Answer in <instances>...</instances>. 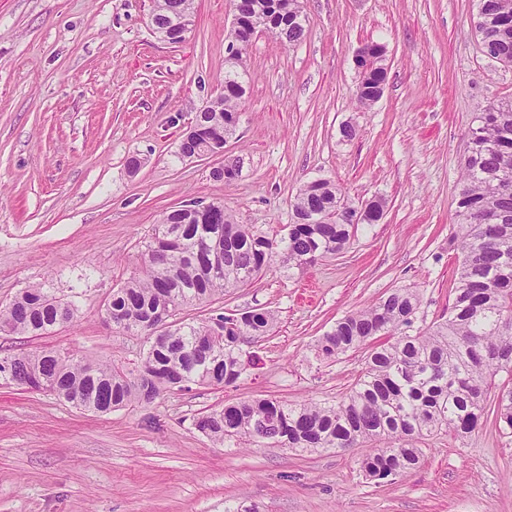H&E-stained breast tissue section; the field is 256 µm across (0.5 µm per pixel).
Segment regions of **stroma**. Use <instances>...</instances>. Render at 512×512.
Returning a JSON list of instances; mask_svg holds the SVG:
<instances>
[{
  "instance_id": "1",
  "label": "stroma",
  "mask_w": 512,
  "mask_h": 512,
  "mask_svg": "<svg viewBox=\"0 0 512 512\" xmlns=\"http://www.w3.org/2000/svg\"><path fill=\"white\" fill-rule=\"evenodd\" d=\"M294 46L259 33L245 55L235 134L187 160L179 143L224 81L229 0H195L171 44L153 0H0V307L32 285L75 297L73 323L41 339L0 333V350H72L135 367L143 338L105 318L166 210L223 203L269 237L294 223L300 188L329 179L353 205L381 199L349 246L302 270L273 267L225 293L224 313L265 309L278 324L250 346L235 384L197 385L107 414L0 383V512H512V434L494 417L422 446L419 468L374 483L370 451L217 446L197 417L254 397L291 403L346 394L365 350L316 357L319 336L386 292L420 297L415 327L447 314L458 258L448 247L474 113L512 97V65L480 52L476 0H301ZM385 45L383 97L355 99V55ZM353 126L354 139L343 138ZM139 157L130 171L127 161ZM239 175L215 179L225 157Z\"/></svg>"
}]
</instances>
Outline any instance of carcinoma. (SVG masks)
<instances>
[{
  "label": "carcinoma",
  "instance_id": "cac0c4a2",
  "mask_svg": "<svg viewBox=\"0 0 512 512\" xmlns=\"http://www.w3.org/2000/svg\"><path fill=\"white\" fill-rule=\"evenodd\" d=\"M247 16H259L260 29L292 46L304 35L298 0H241ZM194 0H155L153 29L183 42L179 12ZM476 32L487 59L512 64V0H477ZM235 58L225 61L219 98L198 112L200 138L182 145L179 155L224 148L232 134L225 123L239 112L244 85L239 69L251 40L239 33ZM384 69L356 88L363 106L378 100L374 85ZM336 185L316 179L299 191L296 222L280 238L237 224L218 204L198 203L165 212L153 225L141 251L139 271L112 290L107 318L123 332L146 336L140 366L78 358L63 350L41 349L0 355V380L35 390L39 379L53 394L75 406L106 412L132 403H150L188 384L236 383L251 363L245 346L273 327L267 310L224 314L200 321H177L184 308L213 302L230 288L248 286L271 267L302 269L345 249L355 229L338 212ZM458 223L448 247L459 254L448 317L413 329L417 293L393 289L364 310L336 321L314 346L317 357L334 361L370 343L365 367L345 396L332 402L288 403L271 398L228 402L194 421L219 445L268 442L286 448L345 451L363 443L374 448L361 462L376 481L402 478L418 467L421 443L452 432L465 437L486 414L489 399L499 430L512 434V386L495 383L512 375V99L489 103L475 113L468 133L456 193ZM76 302L36 285L23 289L0 308V330L43 336L70 323Z\"/></svg>",
  "mask_w": 512,
  "mask_h": 512
}]
</instances>
